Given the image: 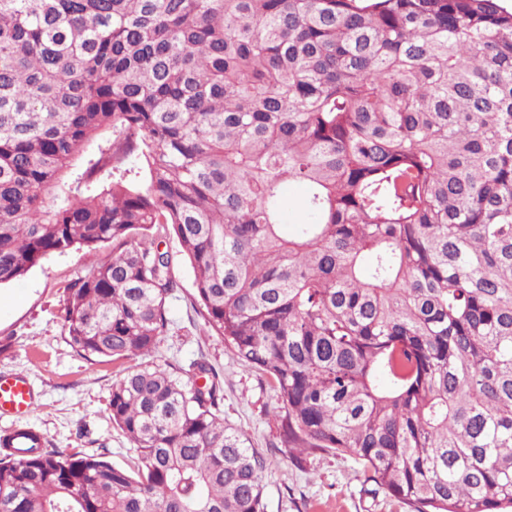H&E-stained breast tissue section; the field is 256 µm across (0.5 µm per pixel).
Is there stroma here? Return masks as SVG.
<instances>
[{"mask_svg": "<svg viewBox=\"0 0 512 512\" xmlns=\"http://www.w3.org/2000/svg\"><path fill=\"white\" fill-rule=\"evenodd\" d=\"M162 246L173 256L179 286L167 303L171 330L151 359L185 368L203 356L218 371L225 422L241 429L270 462L262 474L266 512H408L407 506L368 491L354 458L330 452L298 461L280 447L273 421L279 407L275 391L208 332L192 307L194 274L177 239L163 236ZM111 254L108 245L56 253L19 281L0 286V375L28 373L36 401L21 422L37 429L48 448L102 453L126 467L135 453L108 410L112 384L125 365L79 355L66 340L59 312L64 285ZM21 422L0 416V434Z\"/></svg>", "mask_w": 512, "mask_h": 512, "instance_id": "obj_1", "label": "stroma"}]
</instances>
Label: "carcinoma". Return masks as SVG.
<instances>
[{"instance_id":"carcinoma-1","label":"carcinoma","mask_w":512,"mask_h":512,"mask_svg":"<svg viewBox=\"0 0 512 512\" xmlns=\"http://www.w3.org/2000/svg\"><path fill=\"white\" fill-rule=\"evenodd\" d=\"M156 225L283 447L354 457L410 512L512 508V11L0 0V285L110 244L63 289L68 342L149 357L179 287ZM223 401L204 358L129 366L109 408L136 467L23 448L0 512H265ZM286 195L288 197V208L285 213L282 230L284 233L291 234L295 230L294 224H303L305 222L303 214L305 188L298 183L290 184L286 189Z\"/></svg>"}]
</instances>
